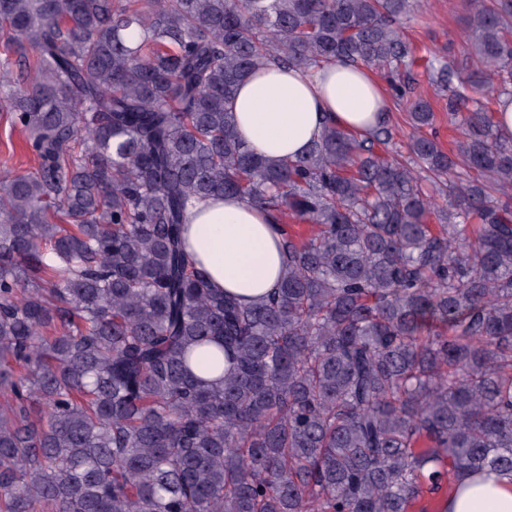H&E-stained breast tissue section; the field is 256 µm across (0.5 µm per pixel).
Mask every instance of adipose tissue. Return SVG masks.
I'll use <instances>...</instances> for the list:
<instances>
[{
	"mask_svg": "<svg viewBox=\"0 0 512 512\" xmlns=\"http://www.w3.org/2000/svg\"><path fill=\"white\" fill-rule=\"evenodd\" d=\"M241 140L270 159L305 154L326 121L363 137L389 116L383 84L363 65L322 64L312 70L271 65L242 82L232 99ZM281 226L235 196L195 209L185 227L188 250L213 287L254 302L281 272ZM446 512H512V472L461 476Z\"/></svg>",
	"mask_w": 512,
	"mask_h": 512,
	"instance_id": "ef3b65f1",
	"label": "adipose tissue"
}]
</instances>
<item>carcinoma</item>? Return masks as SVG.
Instances as JSON below:
<instances>
[{
  "instance_id": "cac0c4a2",
  "label": "carcinoma",
  "mask_w": 512,
  "mask_h": 512,
  "mask_svg": "<svg viewBox=\"0 0 512 512\" xmlns=\"http://www.w3.org/2000/svg\"><path fill=\"white\" fill-rule=\"evenodd\" d=\"M461 6L464 60L428 69L453 149L402 81L408 160L334 123L274 160L239 83L397 73L420 0H0L36 161L0 171V512H443L512 470V137L481 102L512 97V0ZM224 194L311 226L248 306L183 241Z\"/></svg>"
}]
</instances>
